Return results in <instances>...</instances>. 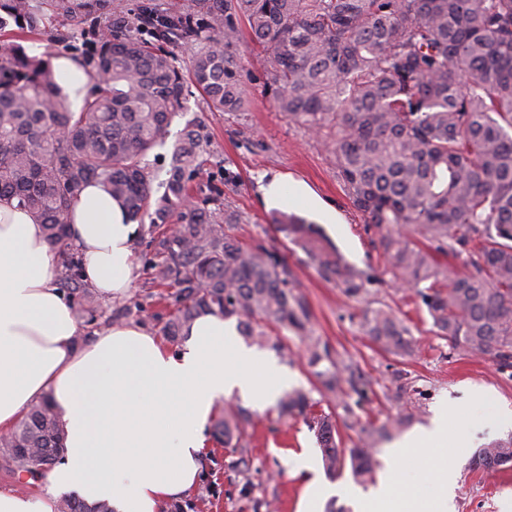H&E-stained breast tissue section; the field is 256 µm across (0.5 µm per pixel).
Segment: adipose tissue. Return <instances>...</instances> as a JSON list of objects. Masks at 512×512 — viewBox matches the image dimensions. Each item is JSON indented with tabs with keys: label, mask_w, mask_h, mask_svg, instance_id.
I'll return each mask as SVG.
<instances>
[{
	"label": "adipose tissue",
	"mask_w": 512,
	"mask_h": 512,
	"mask_svg": "<svg viewBox=\"0 0 512 512\" xmlns=\"http://www.w3.org/2000/svg\"><path fill=\"white\" fill-rule=\"evenodd\" d=\"M138 225L97 185L86 186L72 209L70 239L91 288L111 301L132 285L131 244ZM57 251L42 225L16 202H0V432L51 399L66 433V452L43 478L44 490L23 495L0 489V512H54L73 492L113 512H159L162 502L198 482L205 454L203 428L214 405L233 393L258 404L278 401L288 377L241 344L217 314L198 317L185 351L172 354L138 324L83 329L59 291ZM469 441L466 417L440 408L429 425L389 449L378 487L355 512H451L456 476L447 443ZM416 458L434 496L393 494L399 466Z\"/></svg>",
	"instance_id": "obj_1"
}]
</instances>
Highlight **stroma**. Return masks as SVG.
<instances>
[{"label": "stroma", "instance_id": "1", "mask_svg": "<svg viewBox=\"0 0 512 512\" xmlns=\"http://www.w3.org/2000/svg\"><path fill=\"white\" fill-rule=\"evenodd\" d=\"M106 25L103 17L97 24L79 26L56 20L23 44L32 55L78 59L90 54L93 30H105ZM235 53L248 99L245 111H210L199 89L186 82L183 114L175 118L164 145L156 147L151 156L153 172L164 177L186 122L203 125L205 164L195 180L193 201L201 203L212 186H219L225 210L239 217L234 234L247 246L264 248L285 260L291 283L307 301L311 333L327 346L330 356L311 366L305 341L291 332L283 338V353L270 349L266 355L287 371L289 388L309 394L315 412L335 417L342 447L356 442L362 428L380 425L390 417L406 416L412 428L427 424L441 405L459 403L470 388L486 389L488 399L472 410L477 427L469 448L448 455L449 464L457 469L455 512H512V468L482 472L470 467L476 450L512 437V427L494 425L500 410H512V367L487 356L449 349L414 290L397 284L384 258L378 229L352 205L336 177L335 159L324 136L277 111L271 95L264 91L266 58L248 34H241ZM274 181L281 186L276 196L267 192ZM326 210L335 213V223L325 222L322 213ZM280 212L313 222L345 262L369 274L366 294L347 297L335 282L326 280L298 246L276 231L273 219ZM156 257L153 246L140 245L135 255L137 279L124 297L108 303L106 311L113 322H135L158 336L174 306L160 299L152 282L149 262ZM378 307L392 309L404 319L416 342L412 355L388 354L366 334L362 314ZM336 360L351 365L360 376L365 396L348 387L338 394L323 388L317 373ZM249 410L252 423L245 444L252 468L248 473L229 469L228 450L216 442L211 430H204L209 463L202 475L212 484L214 494L209 502L198 505L197 512H255L260 500L270 503L271 512H300L313 483L331 490L316 503L317 512L346 506L344 493L356 484L350 473L335 478L326 474L314 434L302 417L282 415L275 404H253ZM305 458L311 460L312 469L300 468Z\"/></svg>", "mask_w": 512, "mask_h": 512}]
</instances>
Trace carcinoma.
<instances>
[{
  "mask_svg": "<svg viewBox=\"0 0 512 512\" xmlns=\"http://www.w3.org/2000/svg\"><path fill=\"white\" fill-rule=\"evenodd\" d=\"M102 9L110 37L99 40L88 64L90 87L79 111L45 59L14 43L0 44V200H14L42 224L58 249L62 281L78 320L94 323L102 303L81 284L78 261L65 251L71 208L96 182L121 202L128 220L151 222L164 254L152 263V283L177 287L163 327L172 342L203 314L237 319L246 339L280 351V336L307 340L309 363L329 357L308 329L305 301L289 286L284 262L243 246L237 223L220 208H184L199 175L205 141L188 124L174 144L166 178L154 183L149 156L183 110L184 74L166 49L192 43L190 78L214 112H241L247 96L230 48L240 26L267 57L265 84L276 109L315 133L328 132L337 176L369 223L386 230L380 244L398 281L415 290L454 352L512 360V0H193L163 13L140 0L137 13L112 0H0V31L12 24L39 31L45 12L80 23ZM179 214L172 232L168 219ZM285 233L317 263L322 276L349 297L369 279L343 261L311 222L281 214ZM410 227L441 253L466 255L470 270L448 277L427 253L392 230ZM366 333L384 351L406 356L415 343L403 321L384 308L363 316ZM334 393L356 387L353 369L331 362L318 372ZM314 403L301 390L281 399L288 414L307 416ZM250 420L244 408L220 411L215 435L237 455L229 468L250 470L242 445ZM402 417L365 431L364 445L339 448L332 416L312 417L323 466L334 477L349 469L357 482L373 479L367 446L388 439ZM65 431L49 400L34 406L0 435V465L43 479L55 465ZM473 469L512 466V438L473 456ZM57 512H113L64 497Z\"/></svg>",
  "mask_w": 512,
  "mask_h": 512,
  "instance_id": "carcinoma-1",
  "label": "carcinoma"
}]
</instances>
